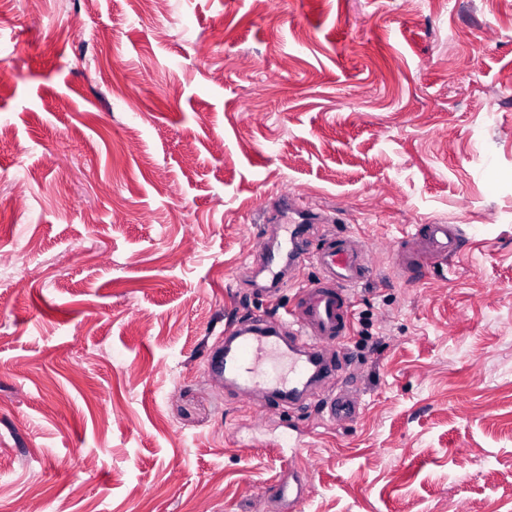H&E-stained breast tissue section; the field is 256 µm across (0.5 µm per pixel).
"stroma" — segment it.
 Returning a JSON list of instances; mask_svg holds the SVG:
<instances>
[{
  "instance_id": "stroma-1",
  "label": "stroma",
  "mask_w": 512,
  "mask_h": 512,
  "mask_svg": "<svg viewBox=\"0 0 512 512\" xmlns=\"http://www.w3.org/2000/svg\"><path fill=\"white\" fill-rule=\"evenodd\" d=\"M285 190L372 265L340 427L207 367L318 274L250 286ZM293 454L307 512H512V0H0V512H254ZM465 247L464 240L447 225L441 223L425 224L417 253L403 259L406 279L411 281L428 269L437 259L453 256Z\"/></svg>"
}]
</instances>
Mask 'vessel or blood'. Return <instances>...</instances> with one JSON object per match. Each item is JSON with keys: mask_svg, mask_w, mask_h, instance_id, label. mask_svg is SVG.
<instances>
[{"mask_svg": "<svg viewBox=\"0 0 512 512\" xmlns=\"http://www.w3.org/2000/svg\"><path fill=\"white\" fill-rule=\"evenodd\" d=\"M315 222L303 210L288 227V243L261 245L252 253L258 273L283 283L288 266L313 258L320 277L302 288L294 307L285 316H253L236 320L227 330L223 346L213 348L207 359L210 372L223 376L243 400L266 396L278 404H294L309 388L340 378L343 345L351 328V289L366 278L369 261L349 237L326 239L321 249L309 252L308 235ZM464 241L448 226L428 224L417 253L406 256L407 279H414L437 259L454 255ZM329 420L344 425L354 420L361 403L356 393L339 389L322 398ZM308 465L288 461V477L261 491L264 500L276 501L281 512H306Z\"/></svg>", "mask_w": 512, "mask_h": 512, "instance_id": "1", "label": "vessel or blood"}]
</instances>
